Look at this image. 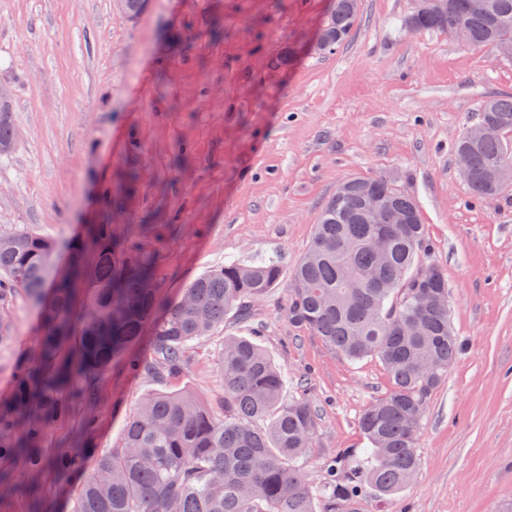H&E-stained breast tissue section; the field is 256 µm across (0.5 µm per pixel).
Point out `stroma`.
<instances>
[{"instance_id":"35a3bbf8","label":"stroma","mask_w":512,"mask_h":512,"mask_svg":"<svg viewBox=\"0 0 512 512\" xmlns=\"http://www.w3.org/2000/svg\"><path fill=\"white\" fill-rule=\"evenodd\" d=\"M331 0H147L126 20L113 0H0V86L18 125L0 159V225L96 254L90 230L112 225L158 257L161 296L179 300L229 261L278 254L293 270L337 186L383 176L417 201L448 277L462 354L431 395L417 479L361 512H512V186L473 197L454 146L490 95L512 96V59L405 25L417 0H360L349 37L313 52ZM284 288L228 314L193 343L181 374L115 364L63 419L38 422L42 461L0 453V512H72L95 458L119 447L138 401L187 390L214 402L225 337L254 339L318 410L305 466L365 447L358 422L389 380L377 358L352 363L289 327ZM0 427L23 374L40 360L41 311L0 299ZM82 466L60 478L56 456Z\"/></svg>"}]
</instances>
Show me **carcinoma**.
<instances>
[{"label": "carcinoma", "instance_id": "cac0c4a2", "mask_svg": "<svg viewBox=\"0 0 512 512\" xmlns=\"http://www.w3.org/2000/svg\"><path fill=\"white\" fill-rule=\"evenodd\" d=\"M358 3L334 0L322 32L337 46L357 22ZM467 21L463 46L497 52L512 45V0H448V10L420 17L418 29L446 32ZM500 136L471 150L477 198L500 194L512 183L491 184L487 172L512 161V96L485 100ZM17 141L8 102L0 103V158ZM384 193L389 217L405 220L390 236L385 258L367 246L379 229L370 223L363 191ZM97 258L83 262V245L71 247L69 265L58 266L56 244L22 224L0 229V284L42 307V363L22 378L13 404L15 429L29 432V417L62 418L67 405L56 392L86 393L96 377L122 362L156 377L179 373L188 345L224 325L230 312L246 319L250 304L279 287L283 260L270 255L250 263L231 261L206 272L165 304L155 257L113 235L94 231ZM416 200L384 177L361 179L345 201L324 205L311 243L294 268L283 312L288 324L308 331L356 362L384 365L389 389L360 417L369 447L324 464L311 486L304 459L312 447L318 412L305 394L285 396L286 376L253 340L226 337L219 362L224 397L210 406L188 391L144 397L126 424L122 446L99 457L77 490L74 512H360L370 492L387 499L419 473L416 450L435 387L462 350L450 320L448 278L431 260ZM89 289L86 310L71 307L76 283ZM151 354L128 355L144 328Z\"/></svg>", "mask_w": 512, "mask_h": 512}]
</instances>
